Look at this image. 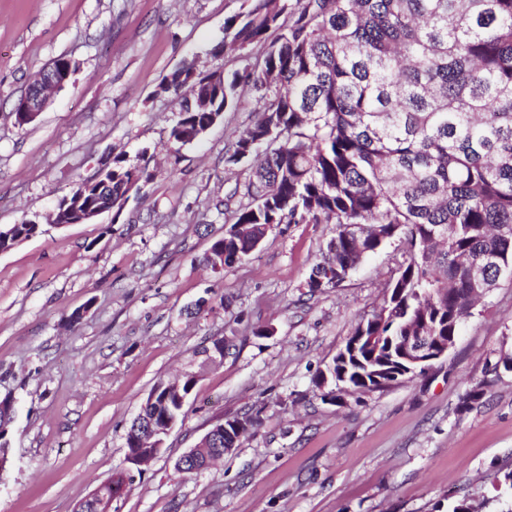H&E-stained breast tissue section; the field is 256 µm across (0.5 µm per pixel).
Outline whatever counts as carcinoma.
Instances as JSON below:
<instances>
[{
	"label": "carcinoma",
	"instance_id": "cac0c4a2",
	"mask_svg": "<svg viewBox=\"0 0 512 512\" xmlns=\"http://www.w3.org/2000/svg\"><path fill=\"white\" fill-rule=\"evenodd\" d=\"M280 31L267 42V34ZM259 46L252 68L197 71L185 62L162 90L182 96L169 142L185 125L240 101L248 84L255 119L224 156L251 170L237 232L215 240L224 265L240 264L270 224H334L336 235L305 285L337 288L368 256L399 239L408 258L381 312L360 321L346 356L316 388L382 390L423 368L400 358L399 340L428 324L455 342L476 302L512 280V0H252L224 20L211 54ZM150 159L116 156L97 181L81 180L94 204L149 180ZM462 396L465 413L486 393ZM149 418L182 416L173 400L144 405ZM13 414L0 411V458Z\"/></svg>",
	"mask_w": 512,
	"mask_h": 512
}]
</instances>
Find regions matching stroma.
<instances>
[{"label":"stroma","mask_w":512,"mask_h":512,"mask_svg":"<svg viewBox=\"0 0 512 512\" xmlns=\"http://www.w3.org/2000/svg\"><path fill=\"white\" fill-rule=\"evenodd\" d=\"M242 3L0 0V226L43 222L113 156L148 152L152 173L120 212L46 224L0 253V396L14 400L0 512H74L122 471L112 512H452L463 498L476 512H512V372L491 370L512 354V282L423 374L338 404L313 380L381 306L401 242L315 293L305 280L332 224H278L245 262L205 264L245 201L249 172L224 154L253 121L255 96L177 149L179 104L161 85L187 60L205 73L255 63L257 46L211 53ZM60 57L69 81L17 125L18 100ZM188 376L164 453L126 470L127 429L150 391ZM484 380L481 403L459 413ZM243 417L257 423L238 448L176 471L209 429Z\"/></svg>","instance_id":"35a3bbf8"}]
</instances>
